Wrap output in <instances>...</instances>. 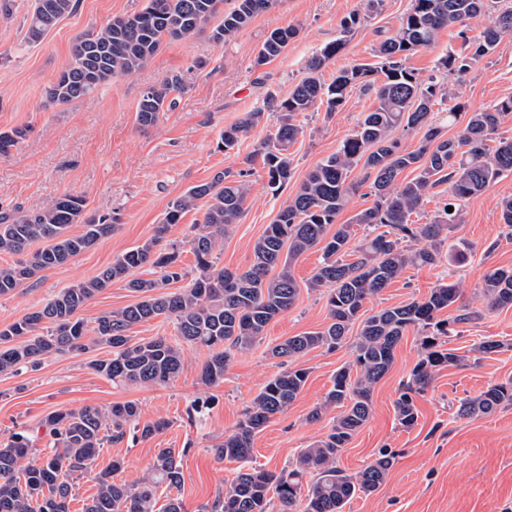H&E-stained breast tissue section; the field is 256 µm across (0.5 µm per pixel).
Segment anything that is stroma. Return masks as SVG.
Listing matches in <instances>:
<instances>
[{"mask_svg":"<svg viewBox=\"0 0 512 512\" xmlns=\"http://www.w3.org/2000/svg\"><path fill=\"white\" fill-rule=\"evenodd\" d=\"M142 6L143 0H80L75 13L60 19L34 44L26 39L24 22L30 0H15L12 18L0 20V131H28L9 154L0 155V210L32 211L70 192L85 197L88 212L118 219L112 236L68 263L42 271L35 284L1 296L0 329L40 309L61 289L95 277L119 254L150 238L168 203L188 187L225 169L242 170L245 157L275 132L279 115L265 111L261 123L230 151L219 146L224 129L244 113L263 109L267 93L287 96L305 77L310 58L338 37L344 18L357 13L362 23L345 49L324 66L327 83L343 68L376 64L381 37L399 28L412 0H382L372 10L366 0H276L230 41L213 42L209 28H202L186 39L164 43L143 69L113 79L89 97L62 106L49 103L46 90L69 61L74 39L112 17L135 14ZM288 26L298 28V36L279 57L256 65L266 36ZM459 31L456 25L444 28L435 43L414 53L408 64L421 80L434 77L459 89L467 111H482L512 95V45L481 58L465 74L441 73L440 58L465 51ZM173 75L181 76L184 86L176 108L159 113L152 126L141 127L136 117L141 93ZM373 105V93L356 89L334 113L320 106L298 115L301 132L289 149L292 179L286 188L272 191L262 163H253L245 211L224 240L221 267L244 270L251 265L254 242L287 206L307 173L336 151ZM507 199H512V173L465 204V221L452 227L443 257L432 265L408 267L366 302V309L375 311L421 299L450 276L459 283L463 304L479 317L462 325L454 342L462 362L439 371L417 397L419 419L410 429L400 425L394 402L421 358V332H405L391 369L373 390L369 421L337 461L339 468L353 474L376 459L380 449L389 448L396 454L395 464L376 492L353 498L343 512H512V407L473 419L456 415L462 401L512 379V307L487 311L480 294L486 271L512 268V229L500 220V205ZM460 249L466 260L449 264V254ZM321 257L315 247L293 261L291 270L300 288L294 307L270 322L261 343L234 355L223 383L202 384L200 372L209 356L203 347L187 348L179 375L152 387L117 384L97 373L90 362L109 357L104 346L52 355L22 372L0 374V441L23 431L39 454L48 446L43 422L52 412L136 402L142 419L163 418L169 428L151 439L105 445L95 470L121 460L117 478L132 486L157 449H174L182 465L177 495L184 512H204L237 472L236 463L214 457L213 446L234 430L262 385L282 369L270 348L329 321L325 296L307 286ZM487 339L502 342V349L475 357L472 345ZM353 359L349 339L335 350L318 348L297 358V366L308 371L306 384L287 412L255 435L254 466L286 467L301 448L328 431L331 416L313 422L308 415L323 401L336 372Z\"/></svg>","mask_w":512,"mask_h":512,"instance_id":"35a3bbf8","label":"stroma"}]
</instances>
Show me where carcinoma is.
Segmentation results:
<instances>
[{"label":"carcinoma","instance_id":"obj_1","mask_svg":"<svg viewBox=\"0 0 512 512\" xmlns=\"http://www.w3.org/2000/svg\"><path fill=\"white\" fill-rule=\"evenodd\" d=\"M79 2L33 0L26 18L28 41L42 40L62 17L78 9ZM267 2L233 0L234 6L223 12L224 0H144L140 12L113 17L76 37L70 61L48 87L47 98L53 104L66 105L118 76H130L144 68L164 42L196 33L221 12L224 16L212 28L210 38L222 43L247 27L266 9ZM504 2L490 25L472 39L471 53H448L440 59L442 68L465 73L480 58L512 42V0ZM487 7L488 0H412L396 33L384 38L375 50L380 65L343 68L327 85L321 78L323 67L344 49L347 37L361 23L357 13L344 19L341 36L309 60L307 76L288 97L279 100L270 94L265 100L268 109L280 113L276 131L259 149L269 185L279 190L292 178L289 148L300 132L295 124L297 115L318 103L332 113L344 104L347 93L358 87L374 91L375 106L336 152L306 175L288 205L267 225L254 243L252 265L241 273L218 267L215 250L241 219L250 192V184L244 180L246 172L239 171L235 179L227 171L219 172L211 181L191 186L172 200L148 240L124 251L97 276L62 289L41 309L1 330L0 373L18 372L51 354L86 350L89 345L84 340L92 330L100 342L112 348V356L92 361V368L114 382L167 383L179 373L185 348L201 345L210 351L201 368V381L218 384L224 381L234 354L260 343L267 325L294 306L299 287L292 261L318 246L322 262L308 288L324 292L330 323L270 349L271 356L282 359L286 369L264 383L234 431L212 451L219 461L248 465L255 435L273 417L285 413L305 386L308 371L293 366L295 359L312 349L338 348L356 325L355 358L336 372L323 403L312 410L309 419L320 420L332 407H340L342 412L322 439L298 452L292 468L278 473L250 466L240 470L212 503L210 512H269L275 498L280 512H343L351 499L376 491L396 460L392 451H380L355 474L336 465L343 449L372 415L373 386L390 370L405 331L421 330L422 358L394 403L399 423L407 429L413 427L419 417L417 395L431 384L436 371L461 362L455 349L445 347L455 334L451 325L468 324L477 314L459 302L458 285L444 281L421 300L373 313L365 311L364 304L407 267L434 263L452 226L463 223L464 204L501 175L512 172V138L495 137L501 121L512 118V96L487 110L469 113L458 134L445 138L432 121V106L438 99L455 101L448 108V126H454L464 109L460 95L432 79L423 84L407 61L414 52L430 47L441 29L478 18ZM297 35L294 27L271 31L255 64L263 66L280 56ZM181 87V78L174 75L144 91L137 105L139 124L149 127L158 113L174 109L172 93ZM262 118L263 111L258 109L225 128L221 137L224 150L233 149ZM399 127L422 133L420 145L411 151L401 149L392 137ZM24 137L25 130L19 128L0 132V155L8 154ZM360 163L370 181L374 204L354 215L351 223L339 224L337 217L353 193L347 182L349 172ZM406 170L415 176L400 179ZM445 183L448 202L433 221L410 223L411 214L429 191ZM200 206L205 208L202 223L193 225L189 240L197 276L177 291L166 292L167 285L186 277L178 264L179 251L164 244L167 233ZM74 224L82 225L81 233L69 232ZM355 224L372 229L375 235L351 249ZM116 228L112 216L89 214L86 199L78 193H65L37 210L0 211V252L20 256L13 264L0 266V296L14 292L46 269L67 263L111 236ZM36 242L41 247L31 249ZM142 268L158 277H131L134 270ZM115 280L126 281L139 300L101 314L95 326L88 327L80 311ZM481 289L487 311L512 306V269L488 271ZM451 307L456 315L450 320L442 318V312ZM158 317L176 321L174 341H132V327ZM506 406H512V380L491 385L463 401L458 415L483 416ZM140 417L141 409L133 401L105 409L85 406L53 412L45 419L51 448L38 457L31 455L32 442L25 433H13L0 444V512H70L74 479L93 469L105 444L123 441L129 431L134 438L147 440L169 427L166 420L142 423ZM121 467V461L114 460L112 468L95 475L97 491L83 512H183L178 497L170 496L166 503L158 504V490L176 489L182 482L174 449H158L137 488L115 481ZM308 474L316 480L304 494L303 479Z\"/></svg>","mask_w":512,"mask_h":512}]
</instances>
